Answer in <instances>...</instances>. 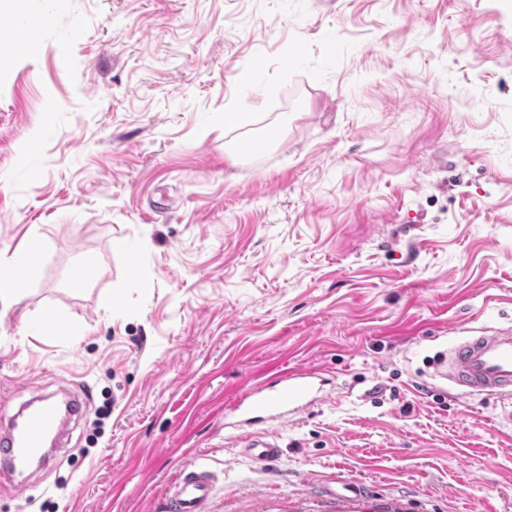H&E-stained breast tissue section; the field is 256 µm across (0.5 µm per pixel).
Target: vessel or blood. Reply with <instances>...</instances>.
I'll return each instance as SVG.
<instances>
[{"label":"vessel or blood","instance_id":"obj_1","mask_svg":"<svg viewBox=\"0 0 512 512\" xmlns=\"http://www.w3.org/2000/svg\"><path fill=\"white\" fill-rule=\"evenodd\" d=\"M434 375L472 394L512 397V327L469 332L454 340L434 364ZM312 375L306 370L290 371L283 387L255 396L249 411H258L263 421L279 422L308 403ZM77 401L70 391L43 395L21 407L0 426V472L13 476L29 460L47 464L51 447L61 446L69 434L68 413ZM235 445L258 463L273 461L280 454L274 436L255 429L236 438ZM215 474L200 464H190L167 492L168 512H204Z\"/></svg>","mask_w":512,"mask_h":512}]
</instances>
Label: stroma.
<instances>
[{"mask_svg": "<svg viewBox=\"0 0 512 512\" xmlns=\"http://www.w3.org/2000/svg\"><path fill=\"white\" fill-rule=\"evenodd\" d=\"M32 21L0 259L45 248L0 303V418L92 393L0 512H162L192 463L205 512H512V401L430 367L512 327V0H9L0 44ZM299 367L313 404L253 462L236 407Z\"/></svg>", "mask_w": 512, "mask_h": 512, "instance_id": "obj_1", "label": "stroma"}]
</instances>
